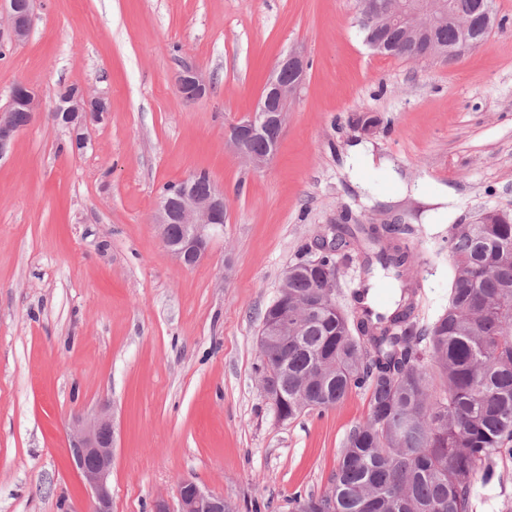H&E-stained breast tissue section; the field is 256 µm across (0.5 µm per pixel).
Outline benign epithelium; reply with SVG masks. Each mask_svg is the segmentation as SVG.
Wrapping results in <instances>:
<instances>
[{
	"mask_svg": "<svg viewBox=\"0 0 512 512\" xmlns=\"http://www.w3.org/2000/svg\"><path fill=\"white\" fill-rule=\"evenodd\" d=\"M6 4V15L13 40L28 38L34 4L37 0H0ZM358 10L369 23L400 31L419 46L425 58L448 61L459 60L478 46L474 30L486 31L496 26L491 0H480L475 10L462 11L454 0H359ZM451 24L457 30V39L450 47L438 42L433 35L436 26ZM308 62L302 52L291 50L274 65L256 108L231 124L225 133L228 146L244 161L256 169L266 165L279 145L284 114L304 84ZM178 91L184 97L198 99L206 86L197 70L186 65L178 79ZM28 112L29 121L18 118L16 106ZM108 111L107 104L99 97L90 96L84 89L64 92L58 96L52 112L54 122L70 131L76 148L85 147L83 134L90 122L99 121ZM38 112L35 94L18 84L12 89L10 107L0 110V159L12 148L16 136L30 125ZM272 134V145L264 153L252 150V143L259 135ZM177 207L170 199L160 197L154 214V224L161 239L175 260L185 266L196 265L207 254L213 239L224 229L226 212L224 191L215 184L207 190L196 188L195 177L178 183L175 190ZM478 224H511L512 212L494 209L483 212ZM180 226V236L169 237L171 225ZM288 337V320L279 316L268 318L259 336V345L267 352L268 365L275 364V350ZM71 446L69 460L78 472L88 494L86 512H112L110 476L114 457L115 431L112 413L106 406L95 413L79 417L70 426ZM154 512H233L224 497L216 495L190 479L183 480L178 488L177 503L171 504L164 497L157 498Z\"/></svg>",
	"mask_w": 512,
	"mask_h": 512,
	"instance_id": "benign-epithelium-1",
	"label": "benign epithelium"
}]
</instances>
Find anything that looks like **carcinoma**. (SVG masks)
Here are the masks:
<instances>
[{
  "label": "carcinoma",
  "mask_w": 512,
  "mask_h": 512,
  "mask_svg": "<svg viewBox=\"0 0 512 512\" xmlns=\"http://www.w3.org/2000/svg\"><path fill=\"white\" fill-rule=\"evenodd\" d=\"M413 234L408 224H342L321 266L300 259L279 290L290 314L322 291L332 304L288 334L277 370L258 367L283 397L278 418L368 393L327 490L290 497L288 512H473L492 458L512 456V224L451 225L448 306L430 324L415 314ZM345 247L361 257L358 300L383 271L399 289L393 308L355 323L336 289L318 288L323 267L350 260Z\"/></svg>",
  "instance_id": "1"
}]
</instances>
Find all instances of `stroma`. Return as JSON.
I'll return each mask as SVG.
<instances>
[{
    "mask_svg": "<svg viewBox=\"0 0 512 512\" xmlns=\"http://www.w3.org/2000/svg\"><path fill=\"white\" fill-rule=\"evenodd\" d=\"M493 10L503 29L450 64L371 52L356 0H37L22 42L0 19V109L24 83L41 112L0 159V512H83L69 425L104 403L112 512H151L185 478L236 512L326 490L368 395L279 420L260 387L261 317L346 214L411 225L417 312L446 306L449 225L512 210V0ZM294 48L306 83L256 170L224 130ZM187 64L206 85L191 102L176 91ZM72 84L108 104L79 150L50 116ZM362 110L384 120L372 135ZM364 141L375 162L357 171ZM202 171L226 223L186 268L153 214L164 186ZM491 466L474 512H512V458Z\"/></svg>",
    "mask_w": 512,
    "mask_h": 512,
    "instance_id": "obj_1",
    "label": "stroma"
}]
</instances>
